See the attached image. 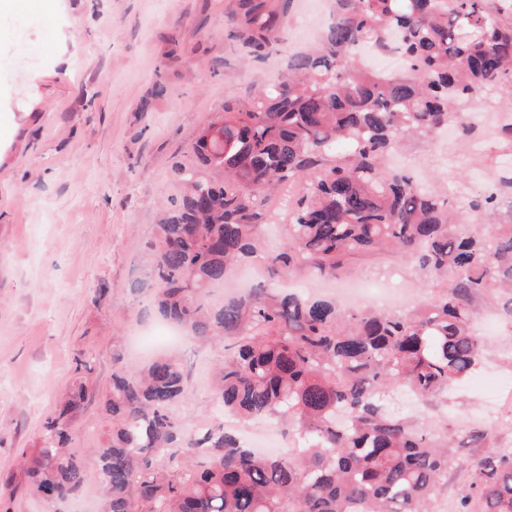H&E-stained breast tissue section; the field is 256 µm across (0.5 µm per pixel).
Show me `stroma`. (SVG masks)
Here are the masks:
<instances>
[{"instance_id":"stroma-1","label":"stroma","mask_w":512,"mask_h":512,"mask_svg":"<svg viewBox=\"0 0 512 512\" xmlns=\"http://www.w3.org/2000/svg\"><path fill=\"white\" fill-rule=\"evenodd\" d=\"M269 2L288 30L260 60L230 37L239 0H59L53 19L0 14V486L13 492L8 512H47L26 489L21 457L38 452L43 422L77 380L80 354L92 355L94 370L89 400L72 417V445L93 448L111 433L101 401L112 357L139 366L130 336L157 322L149 292L131 286L146 278L160 210L180 196L177 162L232 94L276 83L288 55L312 43L301 0ZM400 160L417 185L451 199L490 183L482 158L440 135L406 141ZM349 267L350 280L409 281L428 294L394 254H360ZM103 288L111 296H100ZM476 325L486 334L476 373L440 407L403 403L430 418L436 434L483 421L495 387L512 390V323L483 311ZM223 356L219 344L196 351L179 405L190 422L216 417L210 382ZM481 454L451 449L437 512H456L468 463Z\"/></svg>"}]
</instances>
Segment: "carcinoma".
<instances>
[{
    "label": "carcinoma",
    "instance_id": "obj_1",
    "mask_svg": "<svg viewBox=\"0 0 512 512\" xmlns=\"http://www.w3.org/2000/svg\"><path fill=\"white\" fill-rule=\"evenodd\" d=\"M319 42L288 57L278 85L224 104L177 165L184 192L155 227L144 285L165 321L202 345L231 341L212 400L243 420L292 425L304 445L259 455L219 424L180 418L190 371L158 356L142 369L113 358L106 399L112 437L71 448L79 382L41 431L27 465L31 494L50 508L89 484L101 512H434L447 486L448 449L425 420L399 412L397 395L445 402L470 379L485 348L473 324L486 301L512 320V123L498 127L497 187L450 201L387 169L391 149L453 124L473 130L465 105L512 89V0H335ZM284 29L268 0H240L233 31L260 58ZM370 46L408 63L401 74L369 68ZM345 142L349 154L331 157ZM292 181L288 233L265 256L270 281L215 307L213 284L259 252L264 197ZM387 250L416 261L436 286L410 314L351 310L278 288L298 271L340 279L350 254ZM466 443L487 448L470 463L460 512H512V447L488 426Z\"/></svg>",
    "mask_w": 512,
    "mask_h": 512
}]
</instances>
